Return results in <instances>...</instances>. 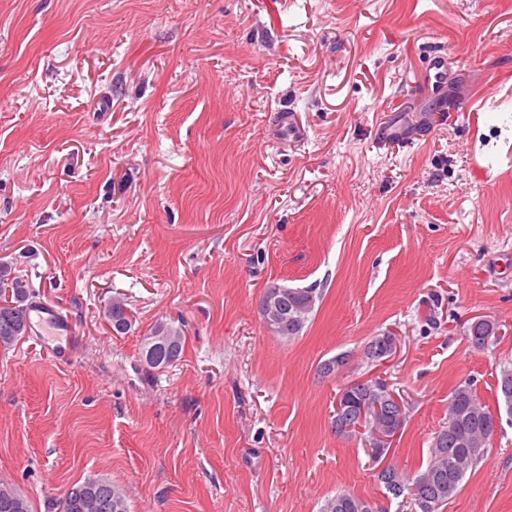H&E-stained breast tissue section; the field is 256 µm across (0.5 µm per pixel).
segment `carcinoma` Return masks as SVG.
<instances>
[{"instance_id": "cac0c4a2", "label": "carcinoma", "mask_w": 512, "mask_h": 512, "mask_svg": "<svg viewBox=\"0 0 512 512\" xmlns=\"http://www.w3.org/2000/svg\"><path fill=\"white\" fill-rule=\"evenodd\" d=\"M31 284L22 275H15L12 267L0 263V290L7 296L0 300V346L6 349L25 334L28 328L27 311ZM306 295L296 294V288L278 283H270L263 296L275 293L282 296L281 304L288 327L276 330L274 334L282 340H292L301 335L314 311L316 303L322 301V293L313 286L303 288ZM105 317L114 324L118 334L127 333L132 320L126 312L125 304L112 300L105 308ZM497 326L492 322H482L469 326L466 335L475 348H485L496 335ZM159 336L164 337L160 359L147 363L151 369H166L180 360L186 341L182 327L160 320L150 330L145 341ZM348 355L341 353L321 361L317 371L323 377L340 373L347 365ZM354 405V416L365 413L362 427L370 430L373 425L387 419L393 433H398L406 418L399 416L396 405L386 395V389L378 378L366 379L346 387ZM497 393L512 417V367L503 366L497 378ZM494 413L478 398L473 383L463 381L456 384L448 399V420L433 437L430 460L426 469L415 477H410L395 467L388 465L377 474L387 493L393 497L410 500L415 512H438L458 492L467 472L484 459L491 448L492 433L484 429V421L493 418ZM109 498L112 509L109 512H130L124 491L104 478L89 477L81 483L73 484L59 501L60 512H92L86 502L94 496ZM0 512H31L28 499L15 487L0 482ZM321 512H385V509L349 492H339L328 498Z\"/></svg>"}]
</instances>
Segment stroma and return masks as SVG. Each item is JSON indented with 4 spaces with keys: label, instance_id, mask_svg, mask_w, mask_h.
<instances>
[{
    "label": "stroma",
    "instance_id": "obj_1",
    "mask_svg": "<svg viewBox=\"0 0 512 512\" xmlns=\"http://www.w3.org/2000/svg\"><path fill=\"white\" fill-rule=\"evenodd\" d=\"M1 262L74 330L65 363L44 335L0 348V481L33 512L90 477L130 512H319L341 490L410 512L336 434V395L391 383L387 461L411 474L454 385L498 408L512 0H0ZM272 282L322 291L296 339L261 319ZM477 319L498 327L483 349ZM159 320L186 343L153 370ZM388 332L396 354L367 360ZM440 512H512V422ZM105 317L118 334H126L132 326V320L126 312L125 304L119 299H114L108 304L105 308ZM116 322H118V326L115 324Z\"/></svg>",
    "mask_w": 512,
    "mask_h": 512
}]
</instances>
